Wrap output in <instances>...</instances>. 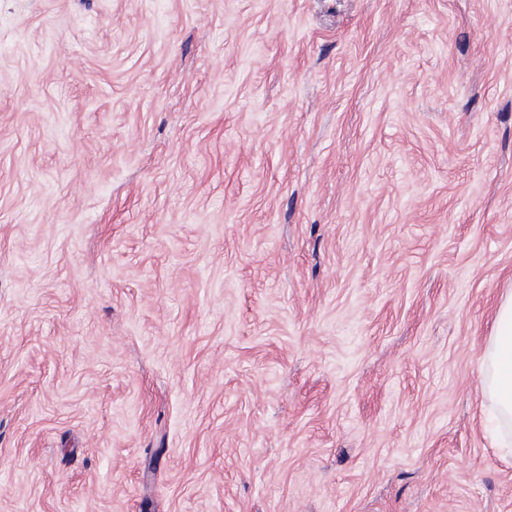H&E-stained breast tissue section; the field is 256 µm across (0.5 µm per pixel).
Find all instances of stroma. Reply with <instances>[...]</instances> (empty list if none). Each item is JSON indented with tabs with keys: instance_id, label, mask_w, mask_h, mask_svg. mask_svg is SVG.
Instances as JSON below:
<instances>
[{
	"instance_id": "obj_1",
	"label": "stroma",
	"mask_w": 512,
	"mask_h": 512,
	"mask_svg": "<svg viewBox=\"0 0 512 512\" xmlns=\"http://www.w3.org/2000/svg\"><path fill=\"white\" fill-rule=\"evenodd\" d=\"M512 0H0V512H512ZM483 390L497 410L498 444L512 455V291L504 295L497 309L496 331L482 359ZM501 422L509 424L503 432Z\"/></svg>"
}]
</instances>
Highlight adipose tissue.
<instances>
[{"label": "adipose tissue", "mask_w": 512, "mask_h": 512, "mask_svg": "<svg viewBox=\"0 0 512 512\" xmlns=\"http://www.w3.org/2000/svg\"><path fill=\"white\" fill-rule=\"evenodd\" d=\"M481 366L483 390L496 406L498 421L512 425V292L498 306L496 331Z\"/></svg>", "instance_id": "obj_1"}]
</instances>
